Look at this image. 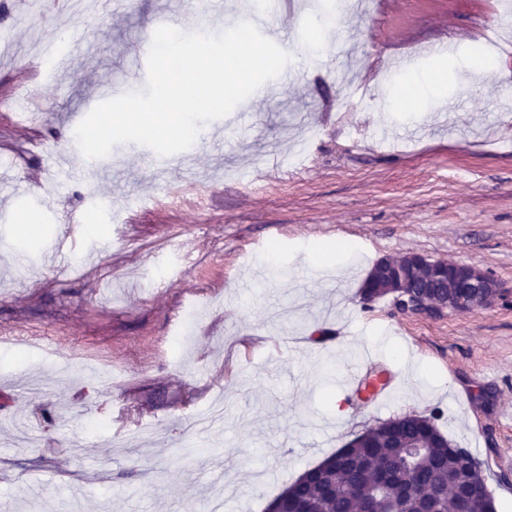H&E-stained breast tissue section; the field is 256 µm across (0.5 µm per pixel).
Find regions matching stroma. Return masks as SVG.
Masks as SVG:
<instances>
[{
    "instance_id": "35a3bbf8",
    "label": "stroma",
    "mask_w": 512,
    "mask_h": 512,
    "mask_svg": "<svg viewBox=\"0 0 512 512\" xmlns=\"http://www.w3.org/2000/svg\"><path fill=\"white\" fill-rule=\"evenodd\" d=\"M307 2L270 23L299 60L286 89L240 103L235 134L205 124L191 172L130 143L95 181L77 125L103 81L140 89L141 33L188 11L100 0L74 25L59 7L19 23L0 4L16 55L0 63V156L28 149L0 164V438L22 421L31 437L0 460V512H264L352 434L434 412L512 512V0H350L330 32ZM489 20L502 76L474 81ZM311 38L326 53L300 60ZM63 39L70 72L44 78L40 48ZM436 65L445 84L415 115L384 109ZM67 217L81 232L62 260L49 242ZM328 245L342 274L310 265ZM409 252L479 266L503 296L437 320L364 302L367 265ZM363 348L404 375L385 408L346 401L337 378Z\"/></svg>"
}]
</instances>
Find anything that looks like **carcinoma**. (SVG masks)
<instances>
[{
	"label": "carcinoma",
	"mask_w": 512,
	"mask_h": 512,
	"mask_svg": "<svg viewBox=\"0 0 512 512\" xmlns=\"http://www.w3.org/2000/svg\"><path fill=\"white\" fill-rule=\"evenodd\" d=\"M371 436L354 448H343V457L331 454L313 477L299 476L284 492L283 507L299 512H367L376 499L384 500L388 512H480L483 504L454 492L463 474L462 458L452 443L433 446L439 428L423 416L399 420L398 432L407 437H423L427 448L410 462L403 449L389 446L387 429H370ZM397 479L420 488L416 499L395 500L389 481Z\"/></svg>",
	"instance_id": "1"
}]
</instances>
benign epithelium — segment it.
Returning a JSON list of instances; mask_svg holds the SVG:
<instances>
[{"mask_svg":"<svg viewBox=\"0 0 512 512\" xmlns=\"http://www.w3.org/2000/svg\"><path fill=\"white\" fill-rule=\"evenodd\" d=\"M430 282L447 285L448 298L431 299L418 292L417 285ZM367 287L375 289L370 300L388 298L398 312L424 319L442 318L458 310L489 308L501 297L497 280L481 268L419 253L378 259L368 275ZM466 463L468 492L488 497L482 463L473 457Z\"/></svg>","mask_w":512,"mask_h":512,"instance_id":"7a95c632","label":"benign epithelium"}]
</instances>
